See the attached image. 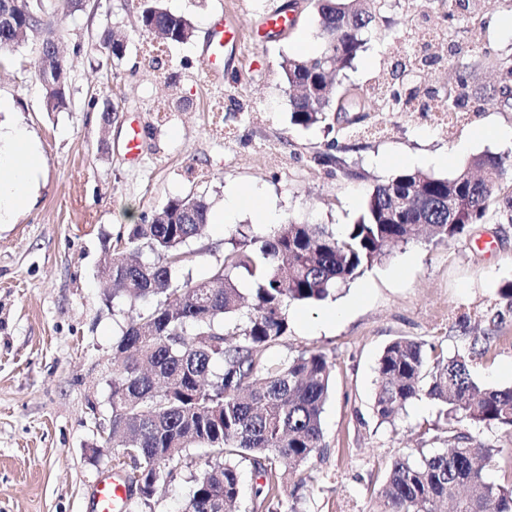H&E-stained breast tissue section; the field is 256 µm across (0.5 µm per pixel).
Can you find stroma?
Instances as JSON below:
<instances>
[{
    "mask_svg": "<svg viewBox=\"0 0 512 512\" xmlns=\"http://www.w3.org/2000/svg\"><path fill=\"white\" fill-rule=\"evenodd\" d=\"M145 0H49L47 20L68 75L67 105L49 112L29 71L41 42L32 34L0 65V96L13 109L0 112V129L23 127L43 152L44 171L32 206L14 223L0 224V512H90L93 484L114 470L106 446L112 413L113 344L128 318L146 310L113 296L100 271L130 229L147 224L169 199L198 195L212 221L186 249L190 258L176 279L209 277L224 258V242L236 226L258 235L251 207L222 224L228 189H263L279 222L357 223L373 187L395 171L413 168L452 175L474 155L505 156L502 194L512 193V142L487 138L486 128L512 129V105L498 97L464 115L447 133L420 112L370 100L381 137L289 120V97L279 64L300 41L321 47L318 18L300 0L293 26L269 35L262 19L284 0H163L191 19L195 35L164 48L150 67L152 34L138 17ZM231 15L243 32L239 47L225 48L224 73L202 66L206 17ZM449 35L461 51L440 66L416 74L414 83L445 92L458 74L471 88L496 84L497 59L512 55V0L484 13L446 21L438 0H386L363 52L345 72L344 85L369 88L392 82V65L409 38L408 21ZM484 23L488 56L474 65L469 30ZM123 37L126 52L111 61L105 32ZM109 100L119 116L103 124L99 106ZM140 129L141 153L129 160L123 143ZM342 157L344 168L320 164L318 155ZM512 281V224L489 219L458 239L436 244L420 235L390 248L362 276L315 305L287 307L289 330L270 352L278 362L303 350H319L333 363L322 417L325 448L307 468L306 481L290 477L280 500L284 512H381L379 492L391 461L419 457L448 445L438 406L410 402L394 422L373 409L377 363L384 347L407 337L445 354L471 355L474 377L512 387V303L501 287ZM347 306L325 324L326 314ZM481 442L499 448L488 472L499 481L512 474V431L470 427ZM203 449H188L149 505L131 499V512H181L194 479L204 469Z\"/></svg>",
    "mask_w": 512,
    "mask_h": 512,
    "instance_id": "obj_1",
    "label": "stroma"
}]
</instances>
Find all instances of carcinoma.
<instances>
[{
    "label": "carcinoma",
    "mask_w": 512,
    "mask_h": 512,
    "mask_svg": "<svg viewBox=\"0 0 512 512\" xmlns=\"http://www.w3.org/2000/svg\"><path fill=\"white\" fill-rule=\"evenodd\" d=\"M319 18L322 48L309 58L289 56L279 66L289 95L290 120L308 129L365 109L377 92L356 95L337 106L341 74L363 51L374 20L359 0H311ZM0 58L28 35L53 41L46 0H0ZM143 30L160 29L169 43L194 36L192 21L149 0L141 14ZM423 35L403 52L395 71L430 66ZM501 80L493 95L512 97V62H497ZM30 70L43 88L46 111L66 105L68 76L49 71L42 55ZM484 92L459 84L448 92L444 109L466 111L462 101ZM500 156L477 155L450 177L400 169L368 194L355 224L342 232L327 225L286 221L265 236L236 228L237 239L224 251L223 263L206 279L178 281L173 272L185 261L183 247L208 223L204 197L171 199L150 224L130 231L128 246L113 249L106 277L132 302L154 306L130 317L113 345L112 447L116 465L129 467V494L144 504L158 483L174 479L162 462L189 448L207 450L205 469L183 512H232L240 495V464L247 462L264 484L255 491V508L276 512L285 472L298 471L324 447L322 413L333 365L321 351H304L273 363L268 351L288 335L283 313L291 302L316 303L381 261L387 249L407 244L420 226L440 243L472 224L485 221L495 204L503 174ZM144 241L157 261L140 266ZM243 271L254 285V304L242 305L233 272ZM236 319L235 331L226 318ZM470 355L430 356L424 345L400 337L383 349L377 367L374 411L391 422L408 403L426 397L441 406L448 425V447L419 458L392 462L382 494V512H512V481L487 478L502 452L457 429L475 426L512 429V387L484 386L469 368ZM220 372L212 371L214 361Z\"/></svg>",
    "instance_id": "cac0c4a2"
}]
</instances>
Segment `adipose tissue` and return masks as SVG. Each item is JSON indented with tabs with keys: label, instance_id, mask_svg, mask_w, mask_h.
<instances>
[{
	"label": "adipose tissue",
	"instance_id": "1",
	"mask_svg": "<svg viewBox=\"0 0 512 512\" xmlns=\"http://www.w3.org/2000/svg\"><path fill=\"white\" fill-rule=\"evenodd\" d=\"M42 174L39 144L25 129L14 128L9 149L0 151V224L12 223L15 215L28 206Z\"/></svg>",
	"mask_w": 512,
	"mask_h": 512
}]
</instances>
